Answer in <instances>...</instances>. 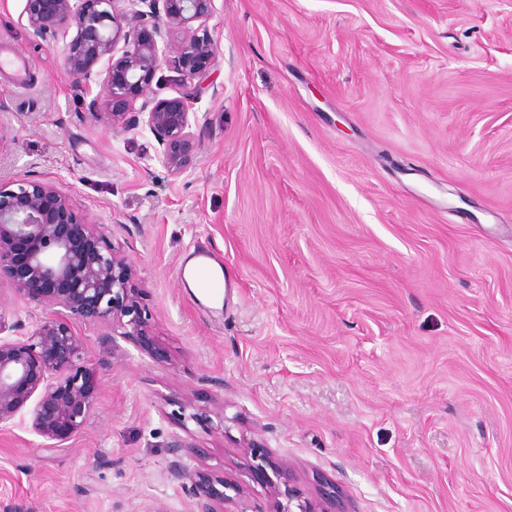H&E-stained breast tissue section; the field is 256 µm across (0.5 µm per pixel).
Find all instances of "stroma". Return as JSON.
Wrapping results in <instances>:
<instances>
[{
	"label": "stroma",
	"mask_w": 512,
	"mask_h": 512,
	"mask_svg": "<svg viewBox=\"0 0 512 512\" xmlns=\"http://www.w3.org/2000/svg\"><path fill=\"white\" fill-rule=\"evenodd\" d=\"M0 0V180H50L144 290L139 341L85 326L100 388L50 448L0 431V512H197L171 445L266 512L251 448L347 512H512V0H214L169 175ZM208 250L220 301L178 277ZM232 491H225V483Z\"/></svg>",
	"instance_id": "obj_1"
}]
</instances>
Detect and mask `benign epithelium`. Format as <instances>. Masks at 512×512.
<instances>
[{
  "instance_id": "obj_1",
  "label": "benign epithelium",
  "mask_w": 512,
  "mask_h": 512,
  "mask_svg": "<svg viewBox=\"0 0 512 512\" xmlns=\"http://www.w3.org/2000/svg\"><path fill=\"white\" fill-rule=\"evenodd\" d=\"M127 2L28 0L27 27L43 41L74 31L63 70L87 86L98 77L101 92L88 109L114 131L148 129L164 167L180 176L199 146L189 103L202 90L204 64L215 56L212 40L201 32L214 0H141L147 9L132 12ZM165 49L173 53L169 62L180 72V89L171 98H150ZM101 61L104 69L93 72ZM104 105L112 111H100ZM105 232L104 225L87 223L76 199L52 182L0 181V287L48 311L25 334L21 321L0 315L1 431L22 423L51 447L66 446L83 432L97 405L79 326H100L109 343L116 336L150 335L136 266L107 243ZM172 453L178 460L170 475L191 483L198 512H224L225 497L216 496L212 478L180 461L189 447L177 441ZM253 459L255 470L269 466L279 477L270 485L265 512H345L334 490L318 501L297 495L288 462L259 454Z\"/></svg>"
}]
</instances>
